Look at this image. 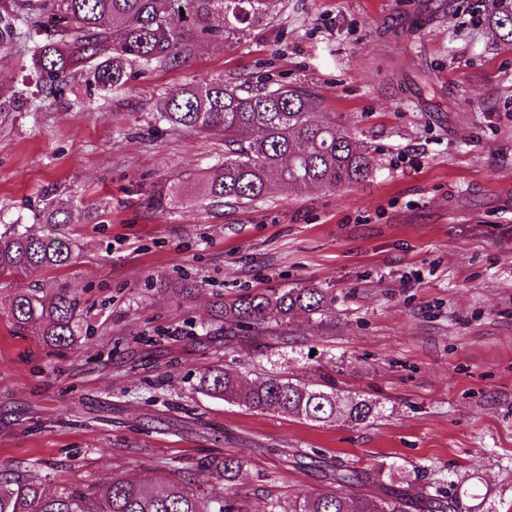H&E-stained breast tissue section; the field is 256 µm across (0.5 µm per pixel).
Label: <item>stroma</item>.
I'll return each instance as SVG.
<instances>
[{
	"label": "stroma",
	"instance_id": "stroma-1",
	"mask_svg": "<svg viewBox=\"0 0 512 512\" xmlns=\"http://www.w3.org/2000/svg\"><path fill=\"white\" fill-rule=\"evenodd\" d=\"M505 11L512 0H275L249 36L134 71L116 93L69 77L45 95L30 42L0 47V97L31 100L0 121V221L63 198L75 241L67 267L0 279V472L50 494L172 481L283 512L328 491L331 470L376 466L395 486L452 490L458 512H512V42L489 25ZM220 80L314 90L371 176L205 210L182 176L223 157V132L153 112ZM164 183L178 199L147 207ZM183 280L199 293L167 292ZM306 284L336 297L324 328L299 316L256 339L211 318L215 296ZM38 286L77 293L87 334L71 349L14 335L6 297ZM217 365L330 378L383 411L357 427L254 412L201 393ZM217 452L244 458L236 482L199 470Z\"/></svg>",
	"mask_w": 512,
	"mask_h": 512
}]
</instances>
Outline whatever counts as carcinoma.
I'll use <instances>...</instances> for the list:
<instances>
[{
    "label": "carcinoma",
    "mask_w": 512,
    "mask_h": 512,
    "mask_svg": "<svg viewBox=\"0 0 512 512\" xmlns=\"http://www.w3.org/2000/svg\"><path fill=\"white\" fill-rule=\"evenodd\" d=\"M275 0H0V45L18 39L34 42L31 63L42 87L54 91L72 73H83L101 90L122 88L136 67L170 68L184 62L206 39L240 40L262 25ZM504 41L512 42V12L493 20ZM314 91L304 86L252 90L233 82L187 86L156 103L154 119L172 130L206 135L224 131V160L190 178L202 184L201 205L220 209L263 200L275 182L319 192L365 180L371 174L366 150L323 113ZM174 202L172 187L148 192L147 204L162 209ZM42 230L16 219L0 231V277L29 275L63 267L74 258L70 204L50 199L35 214ZM336 296L301 285L271 293H245L218 299L212 317L234 336L244 332L289 335L298 314L324 325ZM79 299L68 288H21L9 297L8 322L17 335L34 330L54 347L67 348L83 335ZM208 395L251 411L274 409L314 425H361L377 417L381 402L346 396L325 381L309 385L269 375L243 383L232 367L215 366L200 380ZM241 456L224 453L202 462L227 482L237 480ZM382 469H347L333 474L336 487L296 498L288 512H456V499L438 501L419 488L382 496L350 489L380 482ZM0 512H234L219 495L200 496L171 484L148 488L121 479L91 492L66 488L47 495L42 488L0 473Z\"/></svg>",
    "instance_id": "1"
}]
</instances>
